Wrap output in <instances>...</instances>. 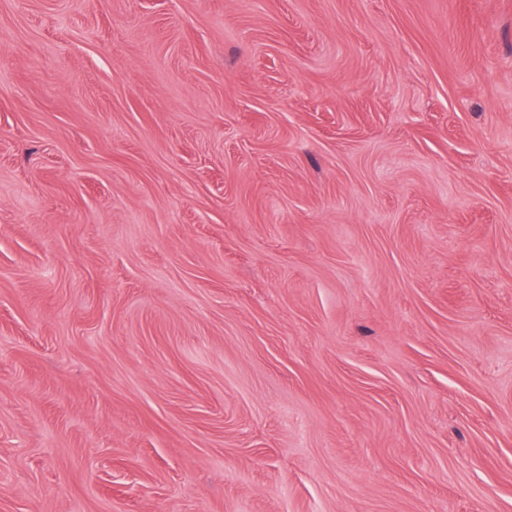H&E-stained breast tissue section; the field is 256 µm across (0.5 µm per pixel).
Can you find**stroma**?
Returning a JSON list of instances; mask_svg holds the SVG:
<instances>
[{
  "label": "stroma",
  "instance_id": "obj_1",
  "mask_svg": "<svg viewBox=\"0 0 512 512\" xmlns=\"http://www.w3.org/2000/svg\"><path fill=\"white\" fill-rule=\"evenodd\" d=\"M0 512H512V0H0Z\"/></svg>",
  "mask_w": 512,
  "mask_h": 512
}]
</instances>
